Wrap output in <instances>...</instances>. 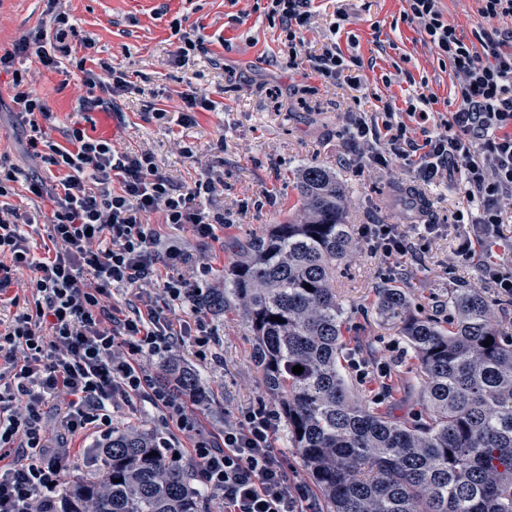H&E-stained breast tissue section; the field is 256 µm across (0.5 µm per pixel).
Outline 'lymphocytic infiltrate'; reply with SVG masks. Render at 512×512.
<instances>
[{"mask_svg": "<svg viewBox=\"0 0 512 512\" xmlns=\"http://www.w3.org/2000/svg\"><path fill=\"white\" fill-rule=\"evenodd\" d=\"M48 0L45 20L0 52V72L9 75V92L26 151L58 180L21 178L8 155L0 153V294L11 288L17 269L31 276L25 288L32 301L0 329V449L21 459L0 465V512H53L70 450L51 446L45 407L61 402L63 429L69 434L112 431L115 405L140 400L160 413L164 428L191 438L187 453L199 482L220 512H307L302 491L289 484L288 467L275 453V411L258 408L235 424L202 431L184 399L163 386L144 356L173 357L183 336L193 335L200 360L210 356L213 330L198 307L197 287L178 274L186 255L177 243L162 244L149 222L159 212L168 224H187L197 238L216 240L222 210L203 206L214 196L213 180L175 184L147 150L116 149L112 140L88 131L89 115L114 109L130 83L109 62L87 67L78 61L85 93L80 119L71 121L63 141L50 136L56 117L31 88L18 59L36 57L48 71H59L74 49L75 25L68 12ZM313 0H270L267 14L278 19L288 38L290 60H297L301 33ZM404 18L418 23L441 59L462 75L459 102L448 116L430 121L419 111L414 124L396 117L395 103L383 101L371 116H352L348 133L387 140L391 153L417 164L423 180L438 182L462 173L469 210L484 233L466 239L460 251L477 259L480 270L493 262L485 232L512 220L501 207L512 196V0H479L486 26L476 35L479 49L466 45L445 18L440 0H407ZM48 200L43 222L8 204L17 184ZM46 232L53 249L41 256L30 234ZM166 280H159V269ZM161 292H149L154 281ZM136 286L130 310L110 301L112 288ZM188 308V320L174 322L172 307Z\"/></svg>", "mask_w": 512, "mask_h": 512, "instance_id": "lymphocytic-infiltrate-1", "label": "lymphocytic infiltrate"}]
</instances>
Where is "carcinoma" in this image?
Masks as SVG:
<instances>
[{"instance_id":"1","label":"carcinoma","mask_w":512,"mask_h":512,"mask_svg":"<svg viewBox=\"0 0 512 512\" xmlns=\"http://www.w3.org/2000/svg\"><path fill=\"white\" fill-rule=\"evenodd\" d=\"M296 189L304 221L250 238L224 287L206 289L197 303L217 319L234 312L248 322L288 445L331 512H512V334L492 322L495 301L482 288H455L448 325L428 315L405 320L425 417L402 423L358 404L340 369L336 268L352 246L345 190L323 166L302 169ZM378 304L394 311L406 294L382 288ZM296 365L302 373H292ZM161 380L187 400L202 397L189 366L172 362ZM96 447L99 477L72 484L58 512H205L192 473L152 431L117 428Z\"/></svg>"}]
</instances>
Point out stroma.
<instances>
[{"label":"stroma","instance_id":"1","mask_svg":"<svg viewBox=\"0 0 512 512\" xmlns=\"http://www.w3.org/2000/svg\"><path fill=\"white\" fill-rule=\"evenodd\" d=\"M73 18L74 45L91 41L90 56L125 71L130 93L118 98L122 113L116 144L151 151L160 169L175 182L190 184L210 178L220 182L217 195L205 202L224 208L235 223L225 225L218 241L198 240L185 224H166L161 213L150 217L162 237L177 238L189 261L181 272L201 280L216 279L237 260L238 245L267 225L301 220L294 186L302 167L333 170L346 189L344 216L353 246L337 272L336 294L342 307L346 347L341 371L361 404L409 422L424 407L423 382L415 374L413 352L403 336V318L426 312L448 319V298L462 284L482 287L497 301L492 319L512 326V303L493 280L456 253L460 240L474 227L457 222L466 210L464 195L454 184L421 180L413 166L381 165L389 155L386 142L354 141L345 133L349 113L373 110L377 98L393 100L399 112L411 101H436L437 111L456 103L462 77L440 61L418 24L402 21L406 0H314L304 29L302 54L321 53L336 41L345 57L357 58L333 84L308 76L288 64V44L280 25L267 17V0H60ZM44 0H0V48L6 49L44 16ZM339 24L331 33V24ZM206 37L209 57L179 67L171 53L179 32ZM35 91L67 125L84 89L81 74L47 71L36 58L21 59ZM206 91L213 107L198 110L192 124H181L180 92L187 85ZM7 87H0V153L8 154L21 173L34 163L11 112ZM150 102L166 109L164 120H145ZM59 130L54 139H61ZM193 147L185 157L183 146ZM366 224H392L418 240L415 253L399 257L383 252L361 233ZM435 225L422 235L423 225ZM404 289L403 315H391L376 304L379 288ZM212 359L199 360L192 344L178 358L201 374L208 401L189 403L202 429L221 427L248 408L279 402L265 389L252 357L251 333L241 316L212 320ZM97 436L73 438L64 481L98 474Z\"/></svg>","mask_w":512,"mask_h":512}]
</instances>
